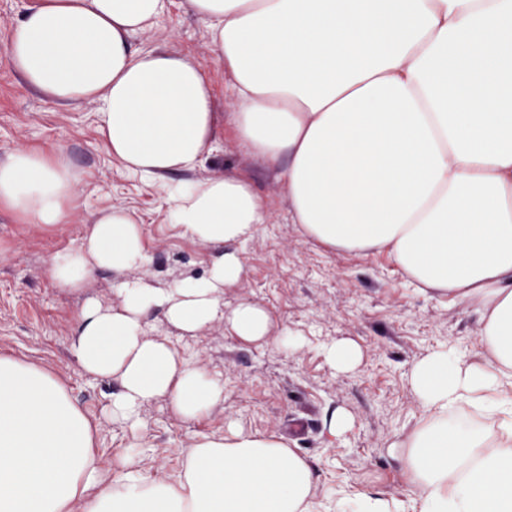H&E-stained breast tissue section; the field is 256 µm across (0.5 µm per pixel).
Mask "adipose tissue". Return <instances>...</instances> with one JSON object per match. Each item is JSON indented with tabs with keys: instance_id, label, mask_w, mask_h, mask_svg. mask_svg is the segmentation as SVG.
<instances>
[{
	"instance_id": "adipose-tissue-1",
	"label": "adipose tissue",
	"mask_w": 512,
	"mask_h": 512,
	"mask_svg": "<svg viewBox=\"0 0 512 512\" xmlns=\"http://www.w3.org/2000/svg\"><path fill=\"white\" fill-rule=\"evenodd\" d=\"M210 30L249 156L282 165L292 223L333 251H387L421 290L479 315L476 358L440 347L408 373L423 410L392 448L410 502L358 496V512H512V0H187ZM168 0H30L7 43L25 84L56 103L98 106V130L125 168L153 181L199 166L220 128L213 91L187 55L134 50ZM77 182L60 158L0 163V210L23 224L68 223ZM172 224L220 252L207 274L149 285L142 227L120 206L94 212L81 245L50 256L58 288L120 274L116 298L86 297L71 355L115 380L108 409L130 429L164 399L194 420L224 384L151 335L163 312L182 335L215 325L272 343L268 311L224 307L244 273L235 244L268 219L239 174L165 186ZM463 405L493 430L452 422ZM95 433L61 379L0 355V512H312L306 458L276 435L229 426L193 438L177 479L127 455L104 467Z\"/></svg>"
}]
</instances>
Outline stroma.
<instances>
[{
    "mask_svg": "<svg viewBox=\"0 0 512 512\" xmlns=\"http://www.w3.org/2000/svg\"><path fill=\"white\" fill-rule=\"evenodd\" d=\"M30 0H0V162L18 150L60 154L77 179L78 198L66 224H22L0 211V353L57 374L90 419L95 452L104 461L140 453L148 469L177 476L192 438L221 434L229 424L257 434H278L310 463L318 487L317 512H353L354 496L368 493L406 500L411 491L391 442L422 416L409 384L416 359L441 346L469 355L480 332L473 308L423 293L387 253L359 256L335 252L305 238L292 224L282 199L278 168L248 158L231 129L192 171L174 182L200 181L224 172L248 177L266 198L269 220L236 246L244 274L224 291L225 307L248 299L261 303L278 328L298 340L291 350L241 341L223 326L179 336L162 315L152 331L168 338L185 357L224 381V403L186 421L156 401L134 431L112 420L107 406L112 381L80 374L70 354L80 295L60 290L45 276L47 259L81 244L89 212L114 204L141 221L150 285L165 288L176 278H199L214 254L170 224L162 192L113 158L97 128L95 105L64 107L28 89L6 56L12 29ZM134 49L190 54L209 75L216 110L228 116L226 80L210 48L206 23L188 12L185 0H169L164 17L132 39ZM348 339L362 359L352 373L331 369L325 345ZM348 411L352 429L340 437L327 429L330 413Z\"/></svg>",
    "mask_w": 512,
    "mask_h": 512,
    "instance_id": "obj_1",
    "label": "stroma"
}]
</instances>
